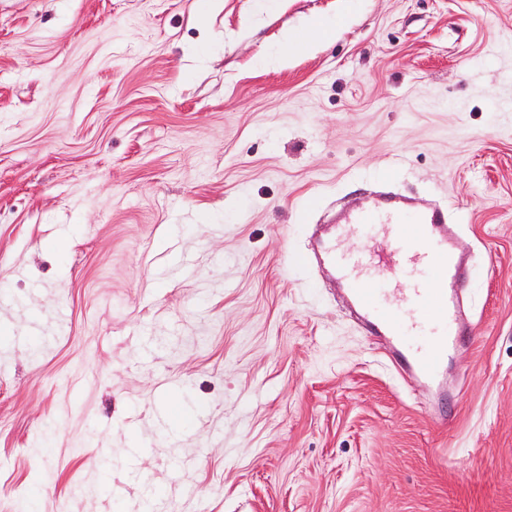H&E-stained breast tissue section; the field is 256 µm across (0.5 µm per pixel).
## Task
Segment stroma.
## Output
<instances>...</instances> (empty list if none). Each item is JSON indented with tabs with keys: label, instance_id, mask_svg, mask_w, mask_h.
Returning <instances> with one entry per match:
<instances>
[{
	"label": "stroma",
	"instance_id": "obj_1",
	"mask_svg": "<svg viewBox=\"0 0 512 512\" xmlns=\"http://www.w3.org/2000/svg\"><path fill=\"white\" fill-rule=\"evenodd\" d=\"M210 2L0 0V512H512V0ZM384 182L474 257L446 426L291 261ZM332 20L321 18L312 23L303 32H285L282 38L281 46L277 51L275 58L270 59L271 62H281L288 57V52L307 51L312 45L313 37L316 33H323Z\"/></svg>",
	"mask_w": 512,
	"mask_h": 512
}]
</instances>
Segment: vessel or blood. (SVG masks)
<instances>
[{
  "label": "vessel or blood",
  "mask_w": 512,
  "mask_h": 512,
  "mask_svg": "<svg viewBox=\"0 0 512 512\" xmlns=\"http://www.w3.org/2000/svg\"><path fill=\"white\" fill-rule=\"evenodd\" d=\"M362 229L385 237L392 254L426 270L428 279L415 282L403 289L396 301H389L387 289L370 283L360 258L342 251L343 239ZM317 253L345 288L361 328L383 347L395 373L409 383L434 385L435 401L427 413L433 421L447 422L444 402L461 394L466 380L460 377L448 386L440 384L438 376L449 356L473 334L464 308L468 255L456 243L447 209L424 208L401 194H372L337 214L319 239ZM423 326L430 328L432 335L424 349L410 339L412 331Z\"/></svg>",
  "instance_id": "obj_1"
}]
</instances>
